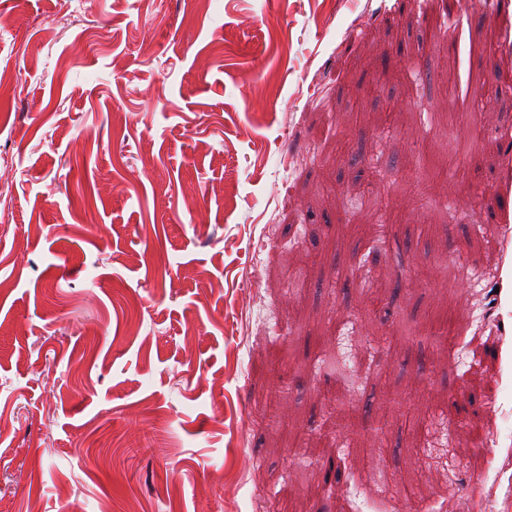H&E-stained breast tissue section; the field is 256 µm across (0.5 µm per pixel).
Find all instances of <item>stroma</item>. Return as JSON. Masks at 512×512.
I'll list each match as a JSON object with an SVG mask.
<instances>
[{
  "label": "stroma",
  "instance_id": "stroma-1",
  "mask_svg": "<svg viewBox=\"0 0 512 512\" xmlns=\"http://www.w3.org/2000/svg\"><path fill=\"white\" fill-rule=\"evenodd\" d=\"M458 2L0 0V512H493L512 0Z\"/></svg>",
  "mask_w": 512,
  "mask_h": 512
}]
</instances>
